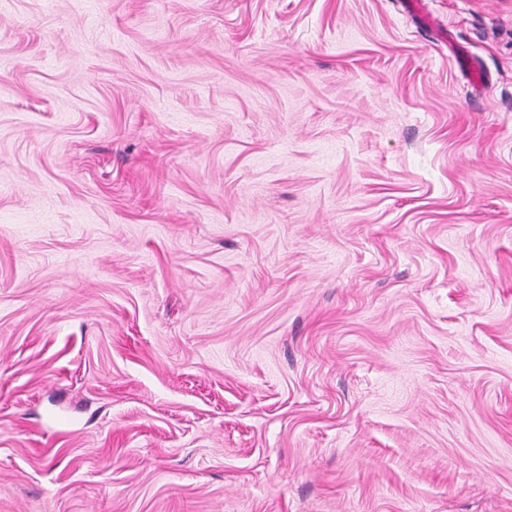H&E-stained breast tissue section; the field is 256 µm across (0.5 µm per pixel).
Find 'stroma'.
Instances as JSON below:
<instances>
[{"mask_svg":"<svg viewBox=\"0 0 512 512\" xmlns=\"http://www.w3.org/2000/svg\"><path fill=\"white\" fill-rule=\"evenodd\" d=\"M0 512H512V0H0Z\"/></svg>","mask_w":512,"mask_h":512,"instance_id":"obj_1","label":"stroma"}]
</instances>
